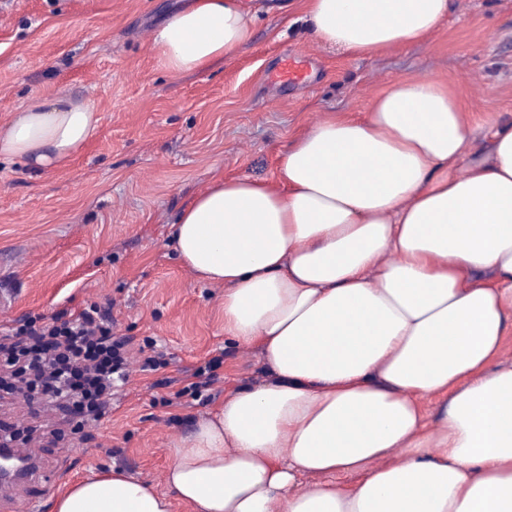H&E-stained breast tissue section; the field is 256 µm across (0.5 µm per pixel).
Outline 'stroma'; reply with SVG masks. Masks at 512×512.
Here are the masks:
<instances>
[{
  "label": "stroma",
  "mask_w": 512,
  "mask_h": 512,
  "mask_svg": "<svg viewBox=\"0 0 512 512\" xmlns=\"http://www.w3.org/2000/svg\"><path fill=\"white\" fill-rule=\"evenodd\" d=\"M184 0H0V128L31 97L93 104L95 136L64 167L35 172L0 159V327L27 315L110 307L117 334L161 367L112 396L90 440L39 452L18 501L53 512L66 484L118 467L160 493L178 442L238 386L262 381L256 348L224 337V290L178 259L169 231L218 176L276 183L280 153L320 119L362 116L397 79L430 77L464 104L467 158L487 156L493 122H512V0H450L427 37L373 57L322 47L302 0H262L268 13L236 55L201 74L164 71L154 27ZM309 57L299 84L278 81ZM215 383L174 402L196 370Z\"/></svg>",
  "instance_id": "1"
}]
</instances>
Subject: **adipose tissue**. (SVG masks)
I'll use <instances>...</instances> for the list:
<instances>
[{
	"label": "adipose tissue",
	"mask_w": 512,
	"mask_h": 512,
	"mask_svg": "<svg viewBox=\"0 0 512 512\" xmlns=\"http://www.w3.org/2000/svg\"><path fill=\"white\" fill-rule=\"evenodd\" d=\"M450 0H304L324 47L356 57L419 42ZM249 0H187L154 31L174 75L229 60ZM86 102L34 97L0 128V157L44 171L96 133ZM437 81L396 80L362 117H332L279 157V182L217 178L180 211L182 264L224 288V332L269 377L184 439L168 493L112 470L54 512H512V124L489 162ZM440 407L435 423L421 408ZM353 474L347 489L329 476ZM317 475L299 487L301 475Z\"/></svg>",
	"instance_id": "obj_1"
}]
</instances>
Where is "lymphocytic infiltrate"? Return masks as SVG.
<instances>
[{
    "label": "lymphocytic infiltrate",
    "instance_id": "obj_1",
    "mask_svg": "<svg viewBox=\"0 0 512 512\" xmlns=\"http://www.w3.org/2000/svg\"><path fill=\"white\" fill-rule=\"evenodd\" d=\"M159 365L117 336L110 310L95 303L67 321L29 316L0 332V376L9 378V391L27 403L37 395L66 402L80 432L99 422L116 382Z\"/></svg>",
    "mask_w": 512,
    "mask_h": 512
}]
</instances>
